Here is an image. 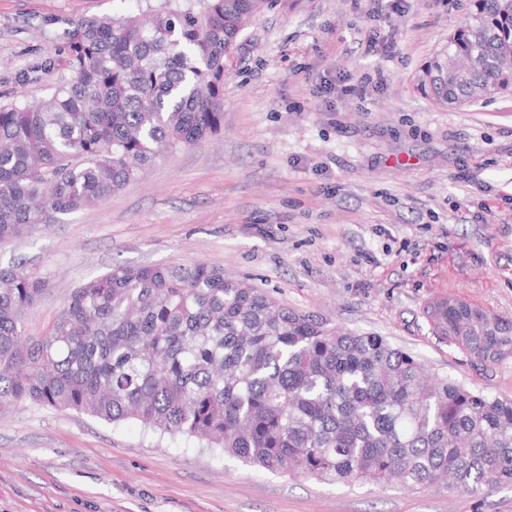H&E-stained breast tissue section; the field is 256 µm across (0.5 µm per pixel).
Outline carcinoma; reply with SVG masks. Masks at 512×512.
<instances>
[{
  "instance_id": "obj_1",
  "label": "carcinoma",
  "mask_w": 512,
  "mask_h": 512,
  "mask_svg": "<svg viewBox=\"0 0 512 512\" xmlns=\"http://www.w3.org/2000/svg\"><path fill=\"white\" fill-rule=\"evenodd\" d=\"M70 22L69 80L43 99L0 104V242L92 207L157 158L224 127V59L253 18L283 0H141ZM448 59L481 60L467 79L433 77L442 104L476 86L512 92V3L473 0ZM48 284L0 267V404L30 401L112 424L193 438L281 474L476 493L512 485V399L431 379L385 337L322 320L202 262L115 265L76 287L48 333L23 317ZM426 315L470 359L512 358V321L465 300Z\"/></svg>"
}]
</instances>
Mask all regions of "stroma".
I'll list each match as a JSON object with an SVG mask.
<instances>
[{
	"label": "stroma",
	"instance_id": "35a3bbf8",
	"mask_svg": "<svg viewBox=\"0 0 512 512\" xmlns=\"http://www.w3.org/2000/svg\"><path fill=\"white\" fill-rule=\"evenodd\" d=\"M115 0H0V102L65 81L20 72L67 21ZM471 0H286L225 61L224 129L164 155L94 207L0 243L47 282L24 316L45 335L73 288L115 264L202 261L328 327L375 333L429 375L512 398V359L474 363L424 311L454 297L512 319V95L441 105L424 63ZM379 43L367 52L369 31ZM383 71L385 82L351 91ZM340 76L331 93L322 77ZM491 218H484V209ZM0 512H512V487L475 494L273 475L134 420L113 426L23 402L0 413Z\"/></svg>",
	"mask_w": 512,
	"mask_h": 512
}]
</instances>
